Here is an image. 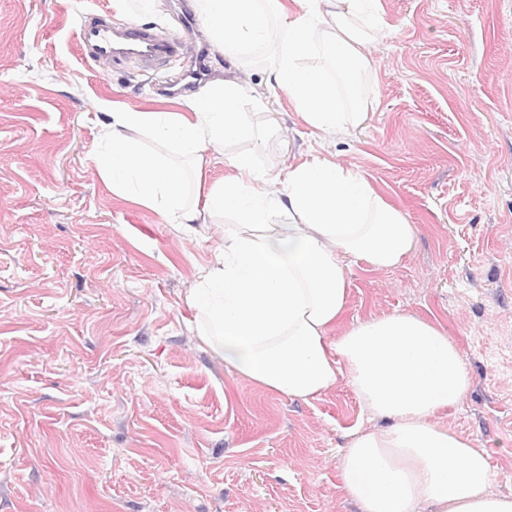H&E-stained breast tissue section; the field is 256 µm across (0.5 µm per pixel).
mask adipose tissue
Returning <instances> with one entry per match:
<instances>
[{
  "instance_id": "ef3b65f1",
  "label": "adipose tissue",
  "mask_w": 512,
  "mask_h": 512,
  "mask_svg": "<svg viewBox=\"0 0 512 512\" xmlns=\"http://www.w3.org/2000/svg\"><path fill=\"white\" fill-rule=\"evenodd\" d=\"M202 0L224 54L265 44L271 22L286 38L272 65L287 95L320 134L341 137L366 119L340 109L334 77L304 61L328 50L337 75H369L370 47L391 26L381 0ZM205 191L234 214L224 255L189 297L211 354L258 387L303 401L345 381L388 427L356 429L341 457L340 488L361 512H512V492L490 490L485 450L443 422L471 387L462 355L436 323L392 313L346 324L350 261L373 271L401 265L415 228L359 173L329 160L289 167L280 194L244 158Z\"/></svg>"
}]
</instances>
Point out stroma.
Masks as SVG:
<instances>
[{"instance_id":"35a3bbf8","label":"stroma","mask_w":512,"mask_h":512,"mask_svg":"<svg viewBox=\"0 0 512 512\" xmlns=\"http://www.w3.org/2000/svg\"><path fill=\"white\" fill-rule=\"evenodd\" d=\"M365 123L322 139L251 55L219 57L278 128L269 183L329 158L402 207L401 266L348 271L346 323L407 312L439 323L472 380L448 427L512 492V0H382ZM126 22L179 30L178 8L127 0ZM112 0H0V512H360L340 488L349 429L369 419L345 383L307 402L214 358L188 298L234 215L192 228L113 190L95 161L114 110L192 116L132 62L79 51L78 12ZM204 143L206 185L235 173Z\"/></svg>"}]
</instances>
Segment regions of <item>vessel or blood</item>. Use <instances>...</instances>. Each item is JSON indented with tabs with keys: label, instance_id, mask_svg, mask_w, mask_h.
<instances>
[{
	"label": "vessel or blood",
	"instance_id": "vessel-or-blood-1",
	"mask_svg": "<svg viewBox=\"0 0 512 512\" xmlns=\"http://www.w3.org/2000/svg\"><path fill=\"white\" fill-rule=\"evenodd\" d=\"M77 35L86 58L103 63L133 59L139 73L163 92L186 94L212 73L209 47L193 49L176 34L163 35L154 28L130 23L115 26L101 17L82 13L78 16ZM180 56L190 58L191 64L177 80L170 69L172 61Z\"/></svg>",
	"mask_w": 512,
	"mask_h": 512
}]
</instances>
